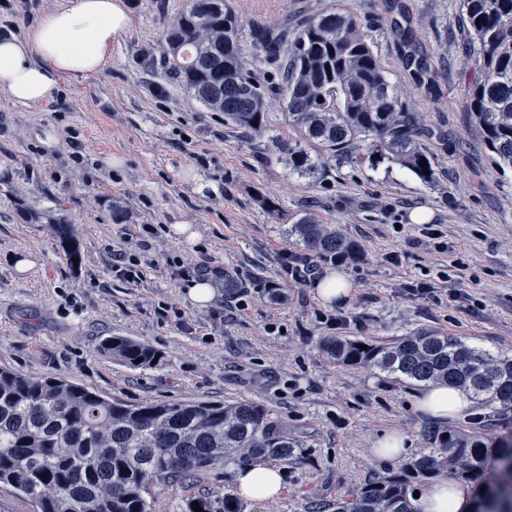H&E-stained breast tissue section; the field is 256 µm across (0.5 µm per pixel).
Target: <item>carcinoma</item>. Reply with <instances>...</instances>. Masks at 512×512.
<instances>
[{
    "instance_id": "carcinoma-1",
    "label": "carcinoma",
    "mask_w": 512,
    "mask_h": 512,
    "mask_svg": "<svg viewBox=\"0 0 512 512\" xmlns=\"http://www.w3.org/2000/svg\"><path fill=\"white\" fill-rule=\"evenodd\" d=\"M461 12L480 59L468 109L494 164L512 169V0H461ZM163 38L170 68L188 94L224 113L229 124L266 131L265 89L224 0H188ZM250 45L283 58L280 101L297 138L278 140L276 148L289 171L314 174L319 159L308 149L319 147L353 165L387 159L425 184L434 182L431 158L421 147L429 134L426 120L395 93L355 16L327 10L305 17L291 34L259 27ZM406 61L421 84L426 61L414 52ZM286 233L316 258L360 257L339 227L311 212L296 216ZM322 350L341 366L415 384L444 383L483 403L512 408V355L459 337L428 329L379 342L336 337ZM101 351L135 368L153 367L156 355L150 345L119 336L105 340ZM293 448L266 409L252 401L135 406L60 378L0 369V482L21 491L39 512H151L146 494L156 482H177L229 460L286 459ZM506 456L512 449L494 446L483 431L438 429L425 435L419 457L337 499L332 512H414V485L438 477L486 487L477 512H512V484L505 493L486 480L491 459ZM197 502L201 512H243L230 493Z\"/></svg>"
}]
</instances>
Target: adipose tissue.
<instances>
[{"instance_id":"ef3b65f1","label":"adipose tissue","mask_w":512,"mask_h":512,"mask_svg":"<svg viewBox=\"0 0 512 512\" xmlns=\"http://www.w3.org/2000/svg\"><path fill=\"white\" fill-rule=\"evenodd\" d=\"M128 24L122 0H59L24 33L0 36V93L25 106L52 100L62 77L104 68L113 42ZM414 407L432 421L444 422L467 411L470 401L460 390L432 385L416 397ZM235 487L244 499L273 500L283 490V471L240 465ZM412 504L416 512H474L476 507L469 486L445 479L421 486Z\"/></svg>"}]
</instances>
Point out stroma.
Returning <instances> with one entry per match:
<instances>
[{"label": "stroma", "instance_id": "stroma-1", "mask_svg": "<svg viewBox=\"0 0 512 512\" xmlns=\"http://www.w3.org/2000/svg\"><path fill=\"white\" fill-rule=\"evenodd\" d=\"M56 2L0 0V32L24 31ZM123 3L130 22L101 72L63 79L41 105L0 95V368L65 378L131 405L261 404L294 451L279 463L282 496L243 510L315 512L399 470L374 456L381 434L405 433L417 455L431 427L413 408L416 385L338 366L324 341L431 329L512 355V171L492 163L467 108L480 64L466 50L459 0H226L246 35L337 3L355 15L402 100L435 131L426 142L430 185L387 161L328 159L313 176L289 173L275 147L292 134L287 112L270 108L268 134L250 137L172 77L163 23L186 0ZM401 25L429 60L432 93L403 67ZM307 208L361 250L360 261L319 264L348 277L343 301L323 303L313 283L283 270L285 253L297 249L286 228ZM177 223L197 231L195 243L174 232ZM427 223L439 226L448 250L418 246ZM135 224L154 233L137 251L144 276L130 282L113 273L112 251ZM62 226L80 246V265L64 255ZM459 264L462 296L453 302L448 277ZM204 266L232 271L240 286L228 293L215 283L213 301L200 308L185 287ZM271 282L280 299L267 292ZM426 283L432 293L417 294ZM110 336L149 344L160 364L132 368L102 354ZM482 424L494 444L512 447V408L477 403L447 422ZM234 490L229 462L152 485L147 499L152 512H186L190 499Z\"/></svg>", "mask_w": 512, "mask_h": 512}]
</instances>
